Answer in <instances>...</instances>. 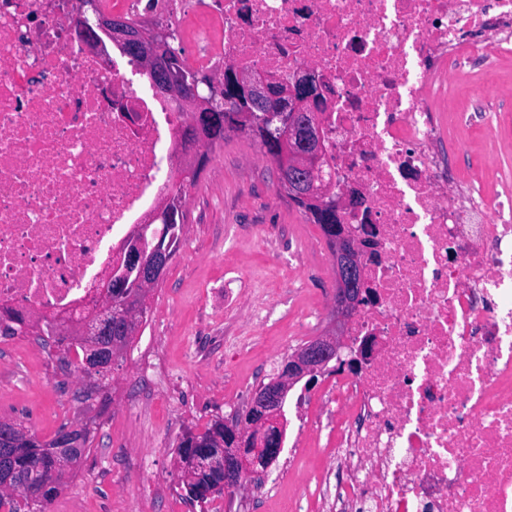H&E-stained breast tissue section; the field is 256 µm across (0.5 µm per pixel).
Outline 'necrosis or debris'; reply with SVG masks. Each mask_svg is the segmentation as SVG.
Masks as SVG:
<instances>
[{
	"label": "necrosis or debris",
	"mask_w": 512,
	"mask_h": 512,
	"mask_svg": "<svg viewBox=\"0 0 512 512\" xmlns=\"http://www.w3.org/2000/svg\"><path fill=\"white\" fill-rule=\"evenodd\" d=\"M220 79L310 69L322 171L370 299L336 373L283 433L294 469L322 431L345 488L327 512H512V195L458 189L443 154L451 75L494 65L512 0H163ZM76 0H0V310L79 314L172 188L187 113L125 54L90 52Z\"/></svg>",
	"instance_id": "necrosis-or-debris-1"
}]
</instances>
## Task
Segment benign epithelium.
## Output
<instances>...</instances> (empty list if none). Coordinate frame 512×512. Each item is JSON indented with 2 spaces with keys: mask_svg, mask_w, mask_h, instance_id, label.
Returning <instances> with one entry per match:
<instances>
[{
  "mask_svg": "<svg viewBox=\"0 0 512 512\" xmlns=\"http://www.w3.org/2000/svg\"><path fill=\"white\" fill-rule=\"evenodd\" d=\"M88 6L95 12L96 23L85 18L81 37L86 46L95 49L101 43L97 31L115 40L118 45L146 57V70L155 75L159 95L179 110L190 113L189 145L195 147L188 163L201 172L209 162L206 145L212 141L206 132L204 118L216 111L213 99L217 95L230 97L240 106V118L255 120V113L281 123L280 177L288 183V194L318 211L323 233L335 251L336 284L333 316L336 329L318 337L288 356L276 380L262 386L252 404L234 422L224 423V447L217 459L224 461V484L240 486L258 469H266L281 452L268 448L270 435L280 431L282 403L290 383L315 375L323 365L336 358L340 347L339 336L354 311L364 298V257L372 250L371 244L357 240L350 225L343 221V210L355 203L354 196L340 197L333 193L319 170L322 155V136L313 109V99L319 86L309 70L298 71L290 77H269L246 74L234 68L225 71L224 80L207 81L191 70H170L164 60L173 50L170 34L145 20L130 23L117 17L97 12L96 3ZM169 249H161L154 256L144 253L139 243L132 242L125 257V274L102 286L95 311L81 320H55L57 334L75 331L87 340L85 365L92 370L112 368V354L100 352L97 339L112 335V289L126 287V275L136 273L135 284L147 289L158 283L171 261Z\"/></svg>",
  "mask_w": 512,
  "mask_h": 512,
  "instance_id": "7a95c632",
  "label": "benign epithelium"
}]
</instances>
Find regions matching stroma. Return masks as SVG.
Here are the masks:
<instances>
[{"label": "stroma", "mask_w": 512, "mask_h": 512, "mask_svg": "<svg viewBox=\"0 0 512 512\" xmlns=\"http://www.w3.org/2000/svg\"><path fill=\"white\" fill-rule=\"evenodd\" d=\"M447 115L472 111L499 94L497 126L448 132V156L463 180L492 192L512 188V51L489 71L457 79ZM186 198L178 249L147 300L146 319L85 400L77 367L61 370L56 348L0 356V419L48 440L78 423L90 444L77 474L55 498L58 512H208L181 488L178 445L246 408L247 393L269 383L288 355L332 327L335 264L319 225L278 190L261 147L229 133ZM325 449L274 497L245 482L222 512H282L294 489L313 482Z\"/></svg>", "instance_id": "obj_1"}]
</instances>
